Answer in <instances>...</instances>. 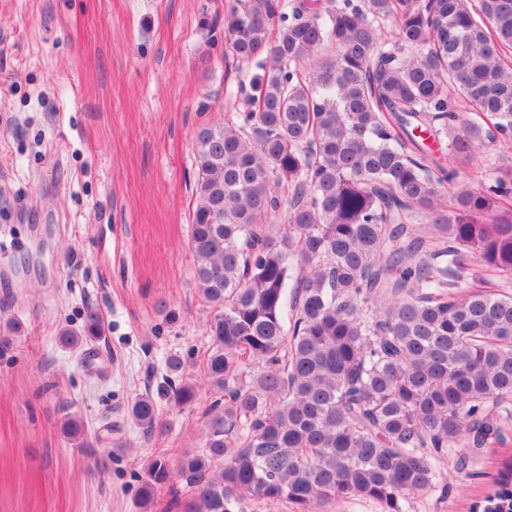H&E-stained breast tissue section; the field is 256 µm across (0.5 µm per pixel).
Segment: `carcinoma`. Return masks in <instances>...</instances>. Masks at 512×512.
<instances>
[{
    "instance_id": "carcinoma-1",
    "label": "carcinoma",
    "mask_w": 512,
    "mask_h": 512,
    "mask_svg": "<svg viewBox=\"0 0 512 512\" xmlns=\"http://www.w3.org/2000/svg\"><path fill=\"white\" fill-rule=\"evenodd\" d=\"M223 44L238 73L261 72L241 89L248 110L194 141L214 400L202 449L175 465L158 449L138 507L167 487L176 512H327L346 497L403 512L446 494L448 450L462 473L512 422V295L467 263L512 276V0H231ZM495 143L508 156L468 186L461 164ZM102 332L90 309L58 342L90 358ZM166 369L165 391L194 402L184 361ZM130 412L151 430L157 401ZM62 430L94 454L77 414ZM473 510L512 512V463Z\"/></svg>"
}]
</instances>
